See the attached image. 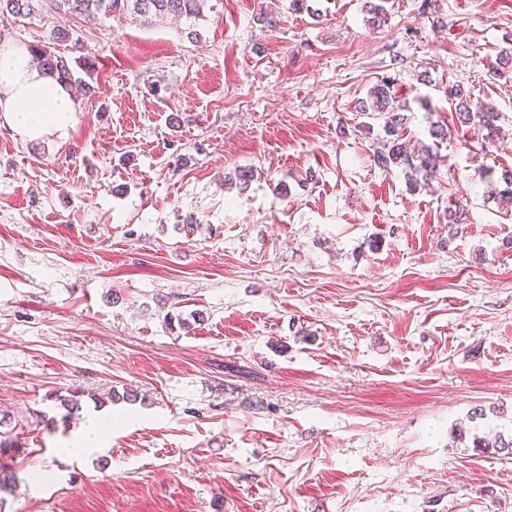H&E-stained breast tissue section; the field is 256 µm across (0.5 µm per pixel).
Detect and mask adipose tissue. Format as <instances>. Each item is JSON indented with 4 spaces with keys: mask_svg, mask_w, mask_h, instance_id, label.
Listing matches in <instances>:
<instances>
[{
    "mask_svg": "<svg viewBox=\"0 0 512 512\" xmlns=\"http://www.w3.org/2000/svg\"><path fill=\"white\" fill-rule=\"evenodd\" d=\"M0 120L29 140L64 136L75 123L71 91L22 45L0 44Z\"/></svg>",
    "mask_w": 512,
    "mask_h": 512,
    "instance_id": "ef3b65f1",
    "label": "adipose tissue"
}]
</instances>
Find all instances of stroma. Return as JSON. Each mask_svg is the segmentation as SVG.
Masks as SVG:
<instances>
[{
	"label": "stroma",
	"mask_w": 512,
	"mask_h": 512,
	"mask_svg": "<svg viewBox=\"0 0 512 512\" xmlns=\"http://www.w3.org/2000/svg\"><path fill=\"white\" fill-rule=\"evenodd\" d=\"M365 2L320 24L207 0L194 40L0 18L6 42L63 25L56 51L97 60L65 137L0 123V431L24 446L5 512H512V455L473 445L512 434V210L488 196L512 170V77L489 74L512 0H388L379 25ZM384 76L409 146L447 130L448 178L374 164L384 120L359 106ZM452 84L499 140L456 125ZM92 414L99 448L67 457Z\"/></svg>",
	"instance_id": "stroma-1"
}]
</instances>
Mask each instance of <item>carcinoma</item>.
Listing matches in <instances>:
<instances>
[{"instance_id": "carcinoma-1", "label": "carcinoma", "mask_w": 512, "mask_h": 512, "mask_svg": "<svg viewBox=\"0 0 512 512\" xmlns=\"http://www.w3.org/2000/svg\"><path fill=\"white\" fill-rule=\"evenodd\" d=\"M207 0H0V13L16 18L27 17L37 10L55 13L60 19H80L92 21L99 15L112 13L129 14L144 18H185L190 21L202 15ZM69 37L65 28H58L49 37V44L37 43L29 46L34 58L45 70L55 75L61 82L75 84L81 90L90 88L78 72L88 77L95 72V61L80 58L73 61L52 49L57 40ZM448 105L455 118L462 126L473 128L481 133L482 142H490L498 136L500 113L487 104H479L472 100V94L461 85H453L448 89ZM407 103L400 100L394 89V81L383 77L377 81L370 91V103L362 105V112H376L384 116L383 129L386 140L380 150L373 154V160L379 167L388 170L392 167L400 169L407 175L408 182H418L428 186L442 178V156L430 145L409 148L401 140L400 131L406 122L404 111ZM60 408L64 413L60 418H51L49 424L57 428L58 424H67L79 409L78 400L60 399ZM474 447L495 451L512 449V439L507 441L499 434L486 433L474 437ZM17 488L14 472L0 464V505L6 497L14 494Z\"/></svg>"}]
</instances>
